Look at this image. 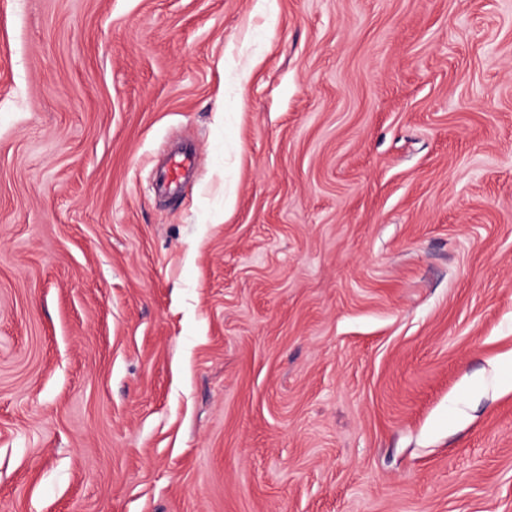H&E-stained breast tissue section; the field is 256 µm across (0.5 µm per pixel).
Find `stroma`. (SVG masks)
I'll list each match as a JSON object with an SVG mask.
<instances>
[{
  "instance_id": "stroma-1",
  "label": "stroma",
  "mask_w": 512,
  "mask_h": 512,
  "mask_svg": "<svg viewBox=\"0 0 512 512\" xmlns=\"http://www.w3.org/2000/svg\"><path fill=\"white\" fill-rule=\"evenodd\" d=\"M0 512H512V0H0Z\"/></svg>"
}]
</instances>
